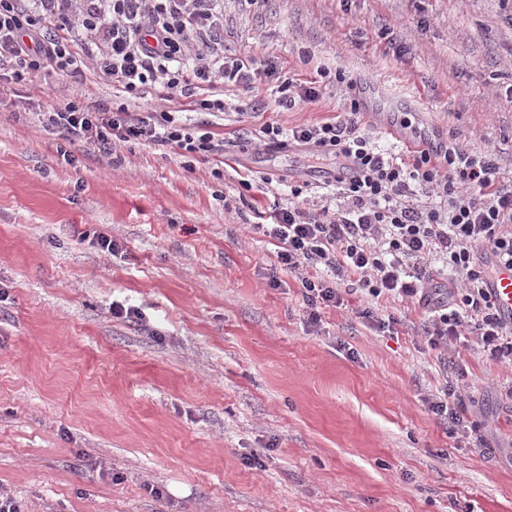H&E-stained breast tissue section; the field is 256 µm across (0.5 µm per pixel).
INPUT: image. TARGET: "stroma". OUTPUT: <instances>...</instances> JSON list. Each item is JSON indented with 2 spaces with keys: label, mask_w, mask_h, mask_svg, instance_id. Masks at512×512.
<instances>
[{
  "label": "stroma",
  "mask_w": 512,
  "mask_h": 512,
  "mask_svg": "<svg viewBox=\"0 0 512 512\" xmlns=\"http://www.w3.org/2000/svg\"><path fill=\"white\" fill-rule=\"evenodd\" d=\"M224 52L277 72L246 123L224 87L220 158L140 141L103 154L42 128L46 107L112 104L99 78L52 72L0 104V493L23 512H512V367L473 345L444 369L418 310L384 300L395 330L370 329L350 282L309 326L298 278L251 229L289 187L326 203L308 152L258 135L340 112L323 68L410 102L408 134L495 147L512 182L499 0H224ZM288 78L318 100L279 107ZM116 301L141 320L113 317ZM448 380L470 386L485 449L429 410Z\"/></svg>",
  "instance_id": "stroma-1"
}]
</instances>
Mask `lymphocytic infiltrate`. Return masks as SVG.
<instances>
[{"mask_svg": "<svg viewBox=\"0 0 512 512\" xmlns=\"http://www.w3.org/2000/svg\"><path fill=\"white\" fill-rule=\"evenodd\" d=\"M51 69H89L119 91L115 105L71 101L40 118L45 131L104 153L136 140L182 157L223 155L212 130L224 112L214 95L220 82L249 94L238 114L262 109L253 96V59L224 54L220 0H0V98ZM158 86L165 103L136 110ZM179 97L194 99L204 119L190 126L167 110ZM362 118L351 95L332 121L261 128L266 149L294 145L353 170L334 186L345 208L307 211L295 187L292 202L258 227L275 241L281 269L299 274L309 323H318V306H343L338 284L351 279L365 298L361 316L374 329L392 328L395 317L379 314L378 303L398 298L418 309L419 334L440 362L468 333L489 360L512 366V324L499 318L487 287L497 266H512V185L500 179L495 150L448 141L435 154L398 156L370 141ZM421 196L426 204H418ZM438 259L450 279L435 278Z\"/></svg>", "mask_w": 512, "mask_h": 512, "instance_id": "1", "label": "lymphocytic infiltrate"}]
</instances>
